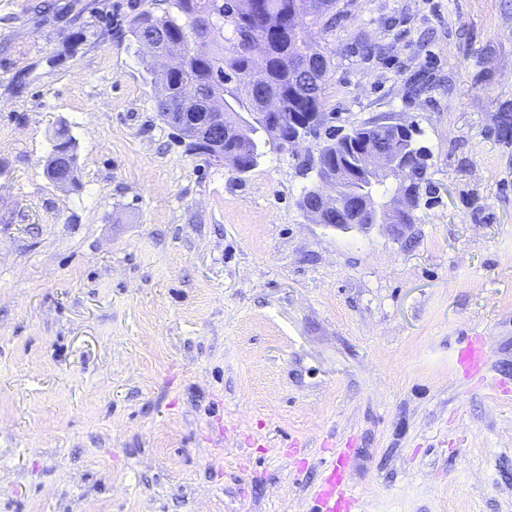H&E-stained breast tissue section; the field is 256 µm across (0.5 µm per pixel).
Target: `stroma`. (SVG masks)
I'll return each instance as SVG.
<instances>
[{"label":"stroma","instance_id":"stroma-1","mask_svg":"<svg viewBox=\"0 0 512 512\" xmlns=\"http://www.w3.org/2000/svg\"><path fill=\"white\" fill-rule=\"evenodd\" d=\"M166 7L0 0V512H313L344 448L355 512H512V0L309 32L335 128L394 115L429 152L401 237L311 223L288 152L188 151L129 35ZM61 134L58 133L57 141L46 160L45 171L52 183L65 188L74 183L77 157L75 143L71 142L70 137L65 139ZM64 140L70 143L65 146L60 145ZM486 351L480 337L467 338L456 353L458 369L467 378L479 376L485 366Z\"/></svg>","mask_w":512,"mask_h":512}]
</instances>
